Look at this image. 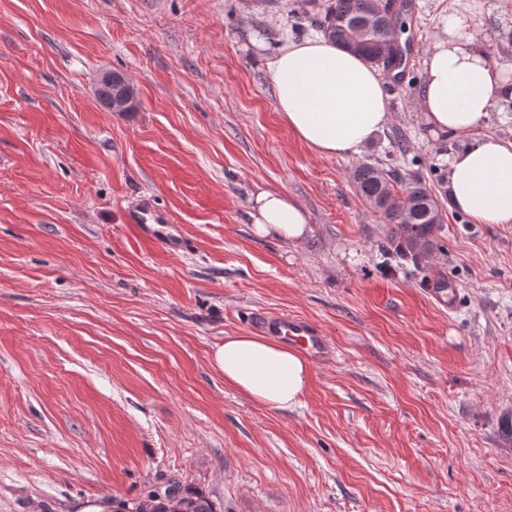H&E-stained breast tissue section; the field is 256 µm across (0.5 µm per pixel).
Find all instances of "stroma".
Returning <instances> with one entry per match:
<instances>
[{"instance_id":"obj_1","label":"stroma","mask_w":512,"mask_h":512,"mask_svg":"<svg viewBox=\"0 0 512 512\" xmlns=\"http://www.w3.org/2000/svg\"><path fill=\"white\" fill-rule=\"evenodd\" d=\"M452 0H404L392 121L320 158L276 110L267 63L327 0H0V512H83L175 480L219 512H512V224L447 208L416 268L352 171L441 187L417 108ZM122 72L131 112L94 88ZM307 211L254 235L255 186ZM192 244L136 237L143 196ZM447 276L454 309L422 284ZM315 323L334 358L299 404H257L209 361L250 309Z\"/></svg>"}]
</instances>
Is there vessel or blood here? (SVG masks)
<instances>
[{"mask_svg": "<svg viewBox=\"0 0 512 512\" xmlns=\"http://www.w3.org/2000/svg\"><path fill=\"white\" fill-rule=\"evenodd\" d=\"M127 222L144 242L176 255L189 247L180 225L172 223L168 214L153 200L144 198L127 210ZM252 330L282 339L311 359L323 362L331 355L326 336L311 322L285 312L254 309L250 317Z\"/></svg>", "mask_w": 512, "mask_h": 512, "instance_id": "obj_1", "label": "vessel or blood"}]
</instances>
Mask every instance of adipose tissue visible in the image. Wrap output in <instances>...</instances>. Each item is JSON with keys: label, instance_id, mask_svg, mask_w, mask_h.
Here are the masks:
<instances>
[{"label": "adipose tissue", "instance_id": "1", "mask_svg": "<svg viewBox=\"0 0 512 512\" xmlns=\"http://www.w3.org/2000/svg\"><path fill=\"white\" fill-rule=\"evenodd\" d=\"M480 0H454L427 45L418 104L433 134L448 144L450 208L478 224H512V142L487 131L494 116L512 111V64L492 61L493 34L512 31L499 13L497 31ZM277 110L298 140L317 156L358 154L387 126L383 73L363 57L326 39L288 44L269 65ZM249 215L256 234L301 242L305 209L287 194L258 189ZM224 380L255 403L276 409L299 404L311 368L297 350L258 334L225 337L210 355Z\"/></svg>", "mask_w": 512, "mask_h": 512}]
</instances>
